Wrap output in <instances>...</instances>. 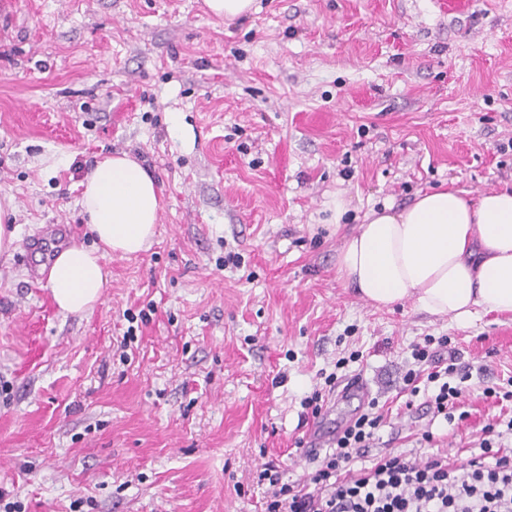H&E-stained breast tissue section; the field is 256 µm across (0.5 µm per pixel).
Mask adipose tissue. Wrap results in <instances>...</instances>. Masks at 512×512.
<instances>
[{
    "instance_id": "1",
    "label": "adipose tissue",
    "mask_w": 512,
    "mask_h": 512,
    "mask_svg": "<svg viewBox=\"0 0 512 512\" xmlns=\"http://www.w3.org/2000/svg\"><path fill=\"white\" fill-rule=\"evenodd\" d=\"M98 244L56 258L49 286L59 309L90 311L107 286L104 261L142 251L160 219L161 190L128 153L98 160L80 200ZM338 279L368 305L409 301L420 311L471 320L512 314V189L470 198L455 188L418 194L401 209L370 210L336 256Z\"/></svg>"
}]
</instances>
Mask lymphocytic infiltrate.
<instances>
[{
    "label": "lymphocytic infiltrate",
    "instance_id": "obj_1",
    "mask_svg": "<svg viewBox=\"0 0 512 512\" xmlns=\"http://www.w3.org/2000/svg\"><path fill=\"white\" fill-rule=\"evenodd\" d=\"M411 357L414 366L403 377L411 394L419 393L420 380L437 384L428 404L435 415L454 421L470 377L468 366L444 337L433 347L413 344ZM386 423L378 400L368 401L337 429L332 453L301 489L281 483L277 466L266 464L260 477L273 492L264 512H512V450L486 445L463 463L439 453L388 454L354 468Z\"/></svg>",
    "mask_w": 512,
    "mask_h": 512
}]
</instances>
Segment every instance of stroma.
Listing matches in <instances>:
<instances>
[{"label":"stroma","mask_w":512,"mask_h":512,"mask_svg":"<svg viewBox=\"0 0 512 512\" xmlns=\"http://www.w3.org/2000/svg\"><path fill=\"white\" fill-rule=\"evenodd\" d=\"M0 0V502L13 512H261L259 478L313 468L301 402L325 433L363 378L395 409L370 448L512 447V316L461 325L376 309L336 277L365 214L448 184L512 187V0ZM146 155L163 192L150 246L105 261L93 309L63 313L29 242L68 224L93 247L81 183L103 156ZM348 212L333 230L327 202ZM236 263H229V256ZM447 336L469 364L465 418L403 413L411 344ZM335 384H327L328 376ZM205 3L213 14L229 20L255 11V0H205ZM14 214L13 201L9 198L5 207L0 203V253L9 254L13 249L17 240L16 226L11 227L13 223H9L10 216Z\"/></svg>","instance_id":"obj_1"}]
</instances>
